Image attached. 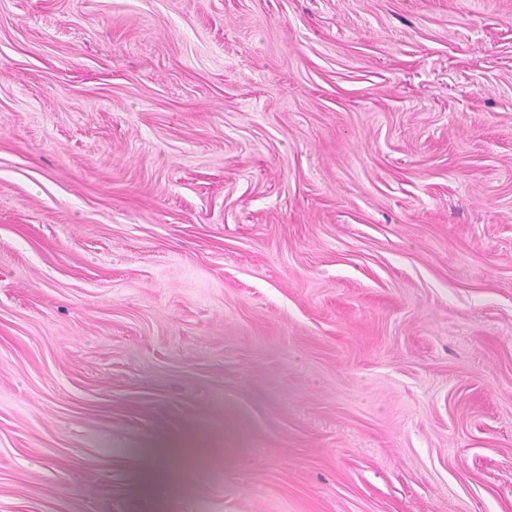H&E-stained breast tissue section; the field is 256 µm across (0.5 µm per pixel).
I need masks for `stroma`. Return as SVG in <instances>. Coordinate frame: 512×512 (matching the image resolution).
<instances>
[{"instance_id": "stroma-1", "label": "stroma", "mask_w": 512, "mask_h": 512, "mask_svg": "<svg viewBox=\"0 0 512 512\" xmlns=\"http://www.w3.org/2000/svg\"><path fill=\"white\" fill-rule=\"evenodd\" d=\"M0 512H512V0H0Z\"/></svg>"}]
</instances>
